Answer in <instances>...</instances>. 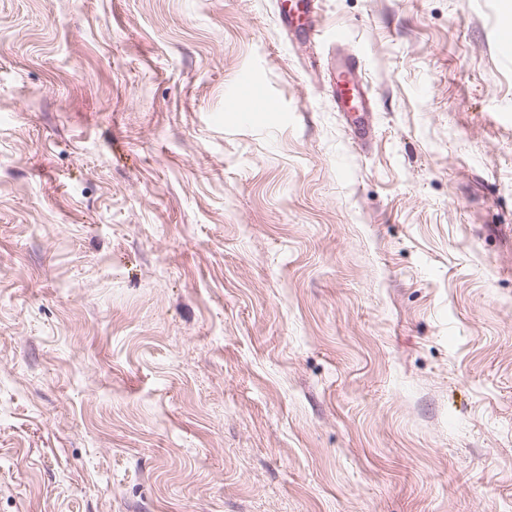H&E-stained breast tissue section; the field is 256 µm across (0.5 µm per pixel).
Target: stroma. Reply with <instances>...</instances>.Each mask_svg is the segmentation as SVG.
Instances as JSON below:
<instances>
[{
  "instance_id": "35a3bbf8",
  "label": "stroma",
  "mask_w": 512,
  "mask_h": 512,
  "mask_svg": "<svg viewBox=\"0 0 512 512\" xmlns=\"http://www.w3.org/2000/svg\"><path fill=\"white\" fill-rule=\"evenodd\" d=\"M277 11L0 0V512H512V0ZM320 0H280L277 1L278 17L283 34L288 43L314 41L323 33ZM288 4V8H287ZM331 70V87L338 112H343L353 125L355 139L366 143L372 138L373 124L369 120L375 112V101L368 87L359 79L360 60L357 56H344L327 61ZM359 117L351 120L350 116Z\"/></svg>"
}]
</instances>
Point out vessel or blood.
I'll return each mask as SVG.
<instances>
[{
	"label": "vessel or blood",
	"instance_id": "vessel-or-blood-1",
	"mask_svg": "<svg viewBox=\"0 0 512 512\" xmlns=\"http://www.w3.org/2000/svg\"><path fill=\"white\" fill-rule=\"evenodd\" d=\"M278 17L288 42L314 41L324 30L320 0H279ZM331 87L338 111L353 119L355 138L368 142L373 124L369 116L375 110V101L368 87L359 79L360 60L344 56L328 61Z\"/></svg>",
	"mask_w": 512,
	"mask_h": 512
}]
</instances>
